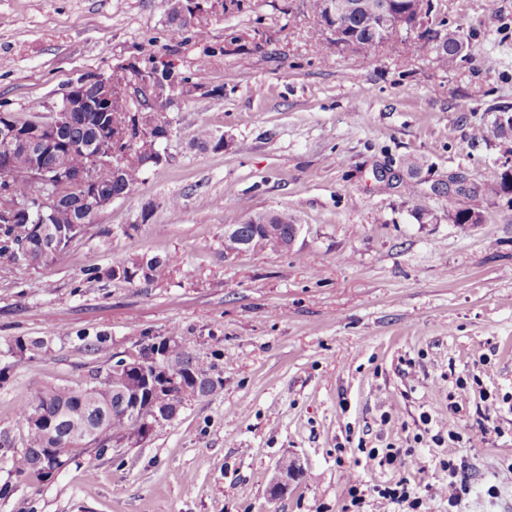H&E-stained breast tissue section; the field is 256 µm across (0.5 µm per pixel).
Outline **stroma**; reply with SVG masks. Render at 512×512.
Here are the masks:
<instances>
[{"label":"stroma","instance_id":"obj_1","mask_svg":"<svg viewBox=\"0 0 512 512\" xmlns=\"http://www.w3.org/2000/svg\"><path fill=\"white\" fill-rule=\"evenodd\" d=\"M432 3L471 46L449 70L415 34L319 55L329 37L307 0L211 14L202 39L175 31L168 0H0V103L19 115L129 61L172 63L199 86L168 108L160 164L54 265L0 260V485L36 387L92 382L113 353L172 334L224 384L133 447L14 484L0 512H342L349 476L366 488L406 478L422 512H448V456L472 487L457 512H512V483L496 480L512 462V192L498 187L512 138L473 137L512 105V0ZM232 32L241 47L228 54ZM202 126L223 148L195 142ZM452 206L480 223H453ZM282 209L302 226L290 250L225 258V225ZM118 254L159 256L170 273L88 276ZM97 334L106 348L86 350ZM18 336L52 343L21 361L7 352ZM460 378L470 411L453 418ZM425 412L435 431L485 417L495 431L437 445L421 436ZM373 448L413 454L396 472ZM285 459L298 471L274 498Z\"/></svg>","mask_w":512,"mask_h":512}]
</instances>
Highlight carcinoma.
<instances>
[{
  "label": "carcinoma",
  "mask_w": 512,
  "mask_h": 512,
  "mask_svg": "<svg viewBox=\"0 0 512 512\" xmlns=\"http://www.w3.org/2000/svg\"><path fill=\"white\" fill-rule=\"evenodd\" d=\"M353 8L341 18L344 25L343 34L350 42V47L365 52L376 48L375 42L386 40L388 42L400 38L401 33L394 29L377 31L373 21L382 6L389 4L404 7L411 4V0H348ZM440 40L431 46L435 60L440 66L452 68L464 56L465 48L461 47L460 40L464 38L461 25H452L444 20L438 21ZM148 76H156L158 84L179 81L187 83L190 76L174 70H157L153 65L146 69ZM112 112L108 113L107 122L118 123L124 121L126 115L135 108L126 96L115 90L112 93ZM102 134V128L92 127L78 118L64 126L61 137L64 143L59 152L50 157V164L56 170L55 177L50 179L47 191L60 193L71 200L60 206L55 215L53 228L58 234L55 251L51 262H56L67 250L70 244L84 233L82 227L92 223L94 216L73 206L77 197L91 191L92 185L84 188L77 187L69 182L70 178H78L85 171L87 163L85 154L80 146L92 141ZM508 132L497 121L480 127L475 133L476 139L484 142L501 140ZM146 166L143 155L128 146L122 151L121 174L114 179L105 181L104 190L114 198H120L130 192L139 181ZM7 203L36 205V201L29 198V189L23 178L16 176L6 183L0 181V200ZM448 218L455 224H476L479 222V213L472 208L456 209L448 213ZM48 239L46 225L44 224H1L0 223V259L12 258L23 250H29L39 255L42 242ZM147 271L138 268L134 259L118 257L104 270L93 268L88 275L104 274L110 279L118 278L125 281L130 276L139 274L146 282L163 278L168 273V264L160 257L153 256L146 260ZM48 349L47 342L29 340L21 337L15 338L8 346V352L15 357L26 355L34 356ZM144 356L163 354L178 365L187 374L206 373L208 369L199 359L187 350L176 336L171 335L158 342H151L141 348ZM222 387L220 378L197 382L191 376L185 378V384L174 389L168 401L163 406L169 414L181 411L188 402L208 397ZM94 386L76 385L66 387H37L26 399L19 410V418L24 426L23 447L27 451L19 450L11 460V474L15 481L25 484H40L46 481L38 466V457L35 450L40 448H60L62 443L69 442L76 445L80 435L86 433L92 437L95 444L94 455L101 456L112 448V437L124 436L130 433L132 427L131 415L128 413V404L120 394L107 390L94 399ZM41 415L54 421V435L52 440L44 433V428L32 422V416Z\"/></svg>",
  "instance_id": "cac0c4a2"
}]
</instances>
